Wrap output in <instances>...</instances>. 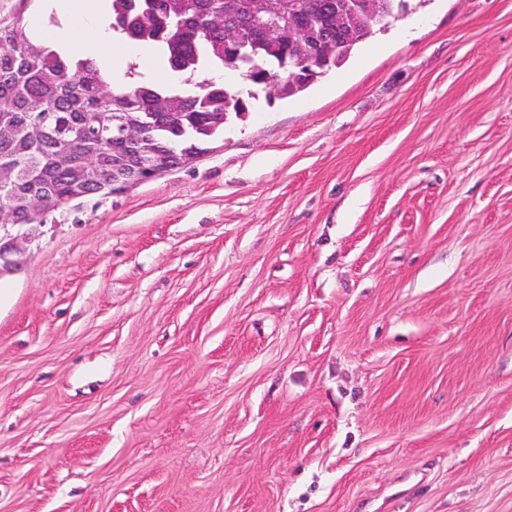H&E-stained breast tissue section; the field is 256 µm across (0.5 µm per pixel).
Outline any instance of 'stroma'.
Wrapping results in <instances>:
<instances>
[{"mask_svg": "<svg viewBox=\"0 0 512 512\" xmlns=\"http://www.w3.org/2000/svg\"><path fill=\"white\" fill-rule=\"evenodd\" d=\"M408 15L0 278V512H512V0Z\"/></svg>", "mask_w": 512, "mask_h": 512, "instance_id": "1", "label": "stroma"}]
</instances>
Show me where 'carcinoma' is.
<instances>
[{
    "label": "carcinoma",
    "instance_id": "obj_1",
    "mask_svg": "<svg viewBox=\"0 0 512 512\" xmlns=\"http://www.w3.org/2000/svg\"><path fill=\"white\" fill-rule=\"evenodd\" d=\"M132 1L143 5V0H109L108 27L127 40L158 49L172 74V83L162 86L142 80L131 66L128 88L110 97L100 92L104 78L97 64L39 41L24 19V10L0 19V29H8V39L0 45V98L10 103L0 124L12 129L11 135L0 139V161L26 169L15 184L0 191V209L19 212L35 192H43L56 203L76 192L77 171L56 166L55 156L71 128L87 119L93 122L88 134L71 142L70 147L76 154L105 158L109 161L107 169H112V153L122 150L123 145L112 123L95 121L98 113L128 112L139 119L147 112L149 151L165 153L179 145L196 156L201 144L224 132V125L217 122V113L224 111L222 104L205 103L211 90L206 79L216 69L245 79L253 67L284 72L293 64L273 47L262 55L253 54L249 45L224 52V30L209 22L215 0H180L170 15L164 13L162 0H152L158 12V33L147 38L135 27L118 22ZM316 2L322 8L314 23L334 29L331 6L336 0ZM224 90L244 112L249 111V100L257 98L253 92L243 96L227 80Z\"/></svg>",
    "mask_w": 512,
    "mask_h": 512
}]
</instances>
